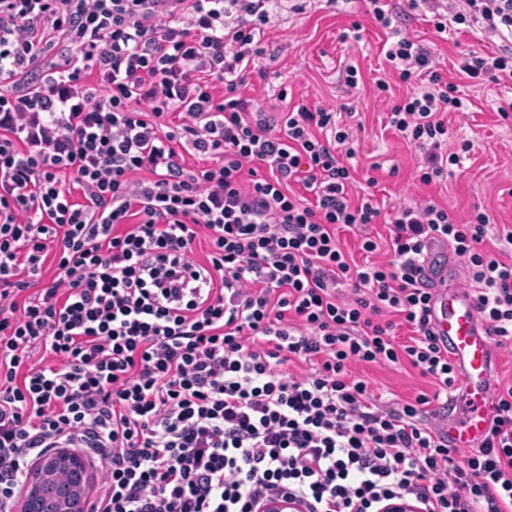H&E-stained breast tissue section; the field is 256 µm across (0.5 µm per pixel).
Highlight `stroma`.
I'll list each match as a JSON object with an SVG mask.
<instances>
[{"mask_svg":"<svg viewBox=\"0 0 512 512\" xmlns=\"http://www.w3.org/2000/svg\"><path fill=\"white\" fill-rule=\"evenodd\" d=\"M392 2L401 8L396 29L429 47L444 79L457 84L471 103L468 112L443 115L453 139L474 145L452 176L419 184L420 152L390 127L388 113L391 103L425 82L408 85L393 76L382 52L387 34L366 15L362 0H338L333 7L325 0H307L302 11L282 12L261 37L265 56L259 65L264 72L251 74L241 95L271 106L283 93L291 103L333 110L339 124L351 128L359 141L354 160L358 174L348 187L351 198L370 193L387 210L431 198L459 217L478 207L496 223L512 225V116L504 118L497 111L500 100H512V84H477L462 70L468 50L491 52L498 40L464 30L442 39L427 6L405 10L403 0ZM351 65L359 71L353 88L345 83ZM382 80L389 85L384 93L377 88ZM371 177L376 180L372 186L367 183ZM353 372L386 401L409 400L433 390L429 379L406 366L364 364L354 366Z\"/></svg>","mask_w":512,"mask_h":512,"instance_id":"stroma-1","label":"stroma"}]
</instances>
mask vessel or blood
Instances as JSON below:
<instances>
[{
    "mask_svg": "<svg viewBox=\"0 0 512 512\" xmlns=\"http://www.w3.org/2000/svg\"><path fill=\"white\" fill-rule=\"evenodd\" d=\"M441 275L444 285L433 290L434 321L460 375L458 388L448 400L454 415L447 428L448 443L474 449L488 434L495 412L496 349L478 315L474 291L457 284L458 267L448 264Z\"/></svg>",
    "mask_w": 512,
    "mask_h": 512,
    "instance_id": "1",
    "label": "vessel or blood"
}]
</instances>
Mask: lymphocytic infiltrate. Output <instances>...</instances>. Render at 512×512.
<instances>
[{"label":"lymphocytic infiltrate","mask_w":512,"mask_h":512,"mask_svg":"<svg viewBox=\"0 0 512 512\" xmlns=\"http://www.w3.org/2000/svg\"><path fill=\"white\" fill-rule=\"evenodd\" d=\"M282 9L0 0V512L62 448L101 470L88 512H258L273 499L379 512L398 498L512 512V385L479 449L449 447L426 421L457 376L424 279L428 245L446 242L494 344L512 347V225L398 206L390 260L355 264L340 229L382 213L348 197L352 134L325 109L270 111L239 93ZM457 25L500 40L469 52L464 73L512 80V0L434 15L437 33ZM385 57L401 82L430 83L389 118L432 183L471 149L449 151L442 118L465 105L419 41L399 37ZM356 362L409 364L435 391L377 404Z\"/></svg>","instance_id":"obj_1"}]
</instances>
